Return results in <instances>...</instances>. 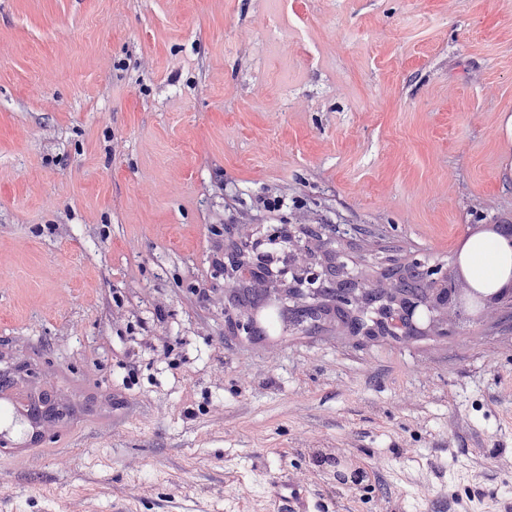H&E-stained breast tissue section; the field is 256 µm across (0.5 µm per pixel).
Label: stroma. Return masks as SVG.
I'll return each instance as SVG.
<instances>
[{"mask_svg":"<svg viewBox=\"0 0 512 512\" xmlns=\"http://www.w3.org/2000/svg\"><path fill=\"white\" fill-rule=\"evenodd\" d=\"M511 116L512 0H0V363L77 409L0 512H512V328L240 338L208 250L450 263L512 215Z\"/></svg>","mask_w":512,"mask_h":512,"instance_id":"stroma-1","label":"stroma"}]
</instances>
